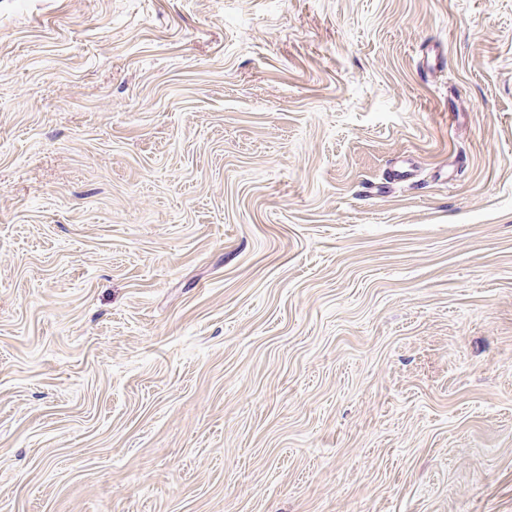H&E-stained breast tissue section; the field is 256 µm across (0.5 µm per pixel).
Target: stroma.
<instances>
[{"label": "stroma", "mask_w": 512, "mask_h": 512, "mask_svg": "<svg viewBox=\"0 0 512 512\" xmlns=\"http://www.w3.org/2000/svg\"><path fill=\"white\" fill-rule=\"evenodd\" d=\"M0 512H512V0H0Z\"/></svg>", "instance_id": "35a3bbf8"}]
</instances>
